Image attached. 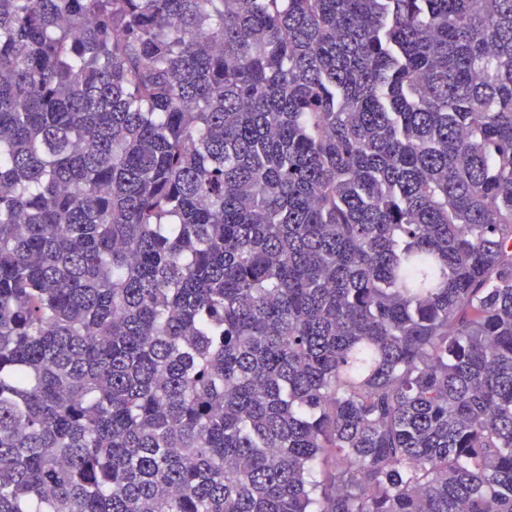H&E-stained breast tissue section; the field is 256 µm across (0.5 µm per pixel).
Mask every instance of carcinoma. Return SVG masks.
<instances>
[{
  "label": "carcinoma",
  "instance_id": "carcinoma-1",
  "mask_svg": "<svg viewBox=\"0 0 512 512\" xmlns=\"http://www.w3.org/2000/svg\"><path fill=\"white\" fill-rule=\"evenodd\" d=\"M0 512H512V0H0Z\"/></svg>",
  "mask_w": 512,
  "mask_h": 512
}]
</instances>
